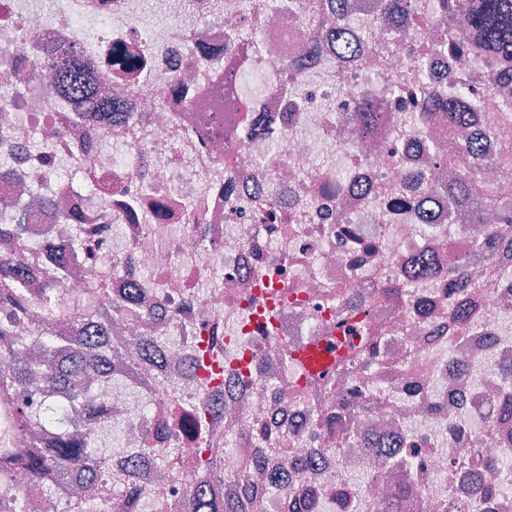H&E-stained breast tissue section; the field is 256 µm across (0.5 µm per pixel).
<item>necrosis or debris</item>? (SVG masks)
I'll return each mask as SVG.
<instances>
[{"label":"necrosis or debris","instance_id":"4bbe7bcc","mask_svg":"<svg viewBox=\"0 0 512 512\" xmlns=\"http://www.w3.org/2000/svg\"><path fill=\"white\" fill-rule=\"evenodd\" d=\"M332 32L328 0H162L165 24L140 22L141 0H0V233L38 282L26 315L0 311L29 356L49 322L89 354L88 335L127 351L106 375H74L75 392L35 389L36 410L63 409L71 433L122 446L89 489L60 488L10 464L20 512H185L210 487L248 498L246 512H298V487L317 512H382L398 486L401 512H512V247L505 222L448 204L449 134L438 100L474 113L483 153L512 106V68L440 49L448 15L421 0L401 22L368 15ZM357 47L338 53V40ZM76 60L108 117L82 118L49 73ZM236 64L235 112H214ZM423 69L428 101L407 103ZM375 114L372 134L355 112ZM491 245L485 262L477 244ZM397 289L371 372L339 396L363 393L346 443L316 423V402L288 363L299 336L359 345L364 308ZM133 301L135 316L100 325L89 313ZM175 449L156 478L129 469L130 449ZM288 469L270 489L269 472Z\"/></svg>","mask_w":512,"mask_h":512}]
</instances>
